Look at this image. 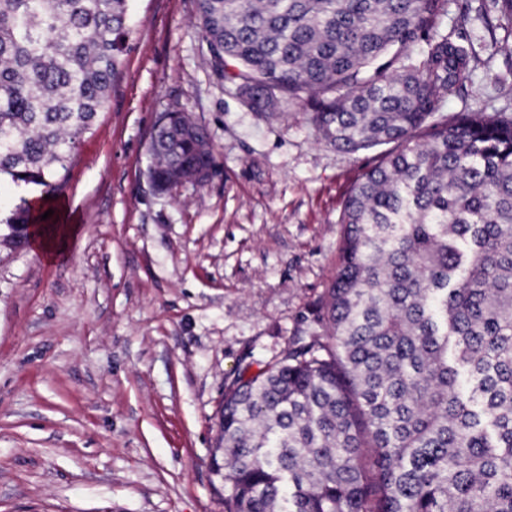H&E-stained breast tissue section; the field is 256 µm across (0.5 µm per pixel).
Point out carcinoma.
<instances>
[{"label":"carcinoma","instance_id":"obj_1","mask_svg":"<svg viewBox=\"0 0 512 512\" xmlns=\"http://www.w3.org/2000/svg\"><path fill=\"white\" fill-rule=\"evenodd\" d=\"M478 6H473V2ZM129 0H0V179L61 190L106 107ZM512 78V0H196L216 72L250 107L315 109L336 150L389 149L348 191L339 267L313 311L330 344L243 368L212 472L224 512H512V111L442 115L478 63L470 13ZM504 36L497 38V30ZM162 188L215 168L164 116ZM29 212L0 219L27 241Z\"/></svg>","mask_w":512,"mask_h":512}]
</instances>
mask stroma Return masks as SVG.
Listing matches in <instances>:
<instances>
[{"instance_id":"stroma-1","label":"stroma","mask_w":512,"mask_h":512,"mask_svg":"<svg viewBox=\"0 0 512 512\" xmlns=\"http://www.w3.org/2000/svg\"><path fill=\"white\" fill-rule=\"evenodd\" d=\"M195 0H130L106 108L58 196L78 232L48 259L0 256V512H224L217 415L244 366L322 328L343 200L376 150L320 140L309 104L252 110L218 77ZM464 94L442 110L512 106L480 19ZM167 112L209 133L216 172L160 192L148 147Z\"/></svg>"}]
</instances>
